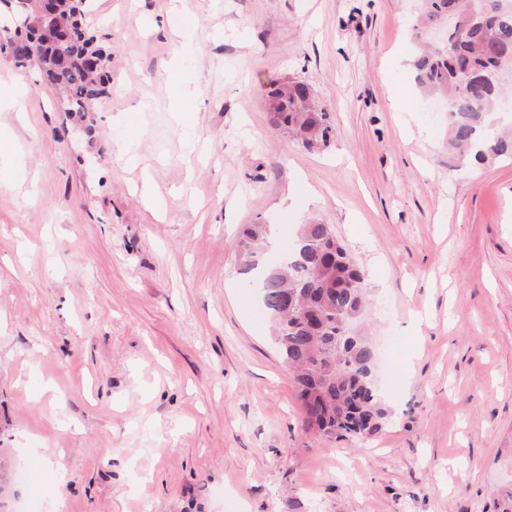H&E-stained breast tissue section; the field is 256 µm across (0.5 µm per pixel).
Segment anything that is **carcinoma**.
<instances>
[{"mask_svg": "<svg viewBox=\"0 0 512 512\" xmlns=\"http://www.w3.org/2000/svg\"><path fill=\"white\" fill-rule=\"evenodd\" d=\"M82 0H59L51 21L40 20L19 0L23 27L36 39L35 56L15 57L19 67H55L65 94V111L93 132L94 112L109 88L101 70L105 50L84 25ZM453 15L445 42L413 60L417 85L444 98L450 116L449 146L463 161L488 156L512 158V137L488 116L498 111L512 80V0H423L414 30L423 32ZM270 124L292 134L306 148L335 132L328 113L310 102L311 86L272 84ZM267 224H247L236 242L244 272L263 266ZM273 322V340L294 373L304 429L329 437L366 439L388 422L389 412L372 382L377 351L369 337L347 333V324L367 307L365 272L352 260L329 224L298 227L294 247L276 269L260 277ZM8 449L0 448V512L11 497Z\"/></svg>", "mask_w": 512, "mask_h": 512, "instance_id": "cac0c4a2", "label": "carcinoma"}]
</instances>
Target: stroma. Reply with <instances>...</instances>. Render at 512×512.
Returning <instances> with one entry per match:
<instances>
[{
	"mask_svg": "<svg viewBox=\"0 0 512 512\" xmlns=\"http://www.w3.org/2000/svg\"><path fill=\"white\" fill-rule=\"evenodd\" d=\"M86 3L112 86L94 137L0 51L15 512H507L512 160L449 158L410 65L418 0ZM274 80L311 84L328 145L271 127ZM312 219L366 273L391 414L368 441L305 431L242 285V225L272 224L276 257Z\"/></svg>",
	"mask_w": 512,
	"mask_h": 512,
	"instance_id": "stroma-1",
	"label": "stroma"
}]
</instances>
